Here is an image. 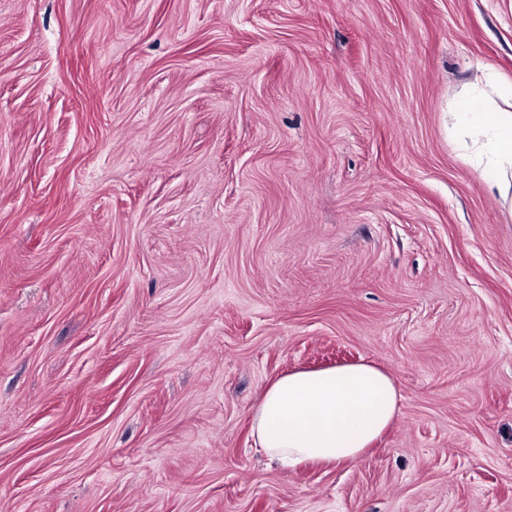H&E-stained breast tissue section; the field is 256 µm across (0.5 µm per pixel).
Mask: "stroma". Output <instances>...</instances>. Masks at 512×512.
<instances>
[{
    "label": "stroma",
    "mask_w": 512,
    "mask_h": 512,
    "mask_svg": "<svg viewBox=\"0 0 512 512\" xmlns=\"http://www.w3.org/2000/svg\"><path fill=\"white\" fill-rule=\"evenodd\" d=\"M512 0H0V512H512V213L448 137ZM367 361L354 464L269 383ZM400 394L371 363L294 370L272 381L252 415L256 448L288 469L358 461L393 421Z\"/></svg>",
    "instance_id": "obj_1"
}]
</instances>
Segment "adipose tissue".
Listing matches in <instances>:
<instances>
[{
	"mask_svg": "<svg viewBox=\"0 0 512 512\" xmlns=\"http://www.w3.org/2000/svg\"><path fill=\"white\" fill-rule=\"evenodd\" d=\"M449 131L512 211V79L481 67L454 100ZM400 395L371 363L294 370L272 381L252 415L257 448L294 469L309 461H358L393 421Z\"/></svg>",
	"mask_w": 512,
	"mask_h": 512,
	"instance_id": "adipose-tissue-1",
	"label": "adipose tissue"
}]
</instances>
